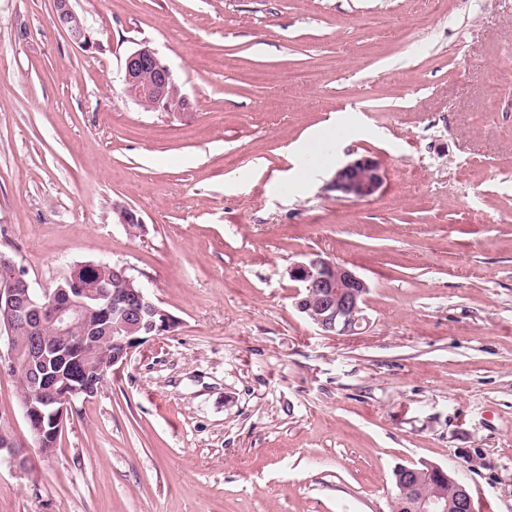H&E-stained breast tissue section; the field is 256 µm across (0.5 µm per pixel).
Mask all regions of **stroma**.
<instances>
[{"instance_id":"stroma-1","label":"stroma","mask_w":512,"mask_h":512,"mask_svg":"<svg viewBox=\"0 0 512 512\" xmlns=\"http://www.w3.org/2000/svg\"><path fill=\"white\" fill-rule=\"evenodd\" d=\"M0 0V254L36 292L126 267L179 321L76 402L0 512H391L431 462L476 512H512V0ZM153 48L189 97L122 92ZM338 116L307 184L290 146ZM367 156V200L336 170ZM137 213L129 232L118 210ZM318 255L368 283L369 322L328 336L286 270ZM54 18L73 43L85 48L93 46L94 42L84 20L71 8L69 0H56ZM381 182L378 166L370 158L361 157L338 168L331 185L344 198L362 200L374 195Z\"/></svg>"}]
</instances>
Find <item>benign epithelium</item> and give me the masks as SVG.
Here are the masks:
<instances>
[{
	"label": "benign epithelium",
	"instance_id": "7a95c632",
	"mask_svg": "<svg viewBox=\"0 0 512 512\" xmlns=\"http://www.w3.org/2000/svg\"><path fill=\"white\" fill-rule=\"evenodd\" d=\"M55 21L70 40L85 48L93 46L91 34L84 20L71 8L69 0H56ZM124 94L134 103L152 112H179L190 106L188 97L177 84L171 69L158 57L157 52L143 45L129 53L124 61ZM382 176L378 166L368 157L348 162L336 170L332 188L343 197L362 200L374 195L380 188ZM98 267L96 263L76 265L67 278L69 288H50L40 294L30 288L24 273L13 262L0 265V373L16 374L21 368L36 372L41 384L25 398L22 409L26 423L49 434L62 431L72 414L75 403L96 396L107 373L128 361L132 352L143 342L142 336L126 334L125 322L112 326V353L100 350L93 336H72V329L86 321L93 307L102 303L103 294L90 288L84 271ZM295 283V307L318 330L327 335L355 336L367 321L365 315L369 285L361 276L333 260L319 255L297 261L287 269ZM127 318L137 322L151 336L169 334L178 326L177 319L157 304L134 277H127L124 299ZM49 325L58 336H70L64 346L46 351L43 343L34 340L24 351L15 345V330L24 325L32 332ZM93 347L99 350L85 365L84 376L71 379L66 374L47 373L52 360L69 361L78 353ZM16 438L0 444V461L13 471L25 474L28 468L15 454ZM456 502L450 504L442 498L414 487V493L394 506V512H476L474 500L460 483Z\"/></svg>",
	"mask_w": 512,
	"mask_h": 512
}]
</instances>
